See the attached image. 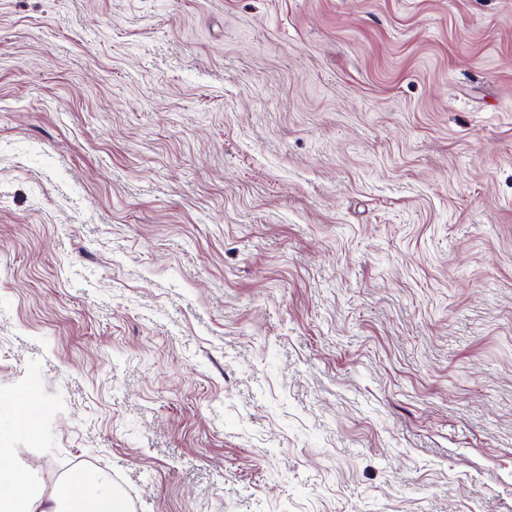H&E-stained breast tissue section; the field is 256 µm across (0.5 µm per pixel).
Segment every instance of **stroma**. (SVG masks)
<instances>
[{
	"label": "stroma",
	"mask_w": 512,
	"mask_h": 512,
	"mask_svg": "<svg viewBox=\"0 0 512 512\" xmlns=\"http://www.w3.org/2000/svg\"><path fill=\"white\" fill-rule=\"evenodd\" d=\"M0 445L131 512H512V0H0Z\"/></svg>",
	"instance_id": "35a3bbf8"
}]
</instances>
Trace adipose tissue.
Returning a JSON list of instances; mask_svg holds the SVG:
<instances>
[{"instance_id": "obj_1", "label": "adipose tissue", "mask_w": 512, "mask_h": 512, "mask_svg": "<svg viewBox=\"0 0 512 512\" xmlns=\"http://www.w3.org/2000/svg\"><path fill=\"white\" fill-rule=\"evenodd\" d=\"M0 512H129L104 472L72 470L53 492L35 483L11 449L0 448Z\"/></svg>"}]
</instances>
